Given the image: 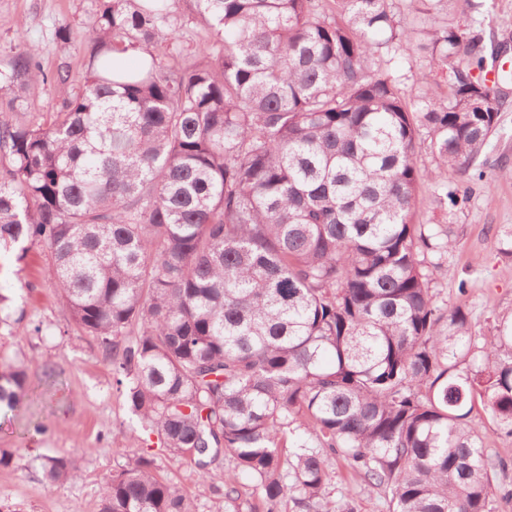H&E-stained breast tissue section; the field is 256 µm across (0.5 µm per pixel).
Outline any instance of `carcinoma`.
<instances>
[{
    "mask_svg": "<svg viewBox=\"0 0 512 512\" xmlns=\"http://www.w3.org/2000/svg\"><path fill=\"white\" fill-rule=\"evenodd\" d=\"M178 0H100L83 30L85 88L18 51L0 85L51 80L62 110H0V250H49L48 278L97 338L141 428L209 474L224 512H357L332 501L338 457L389 512H492L487 425L512 436V318L487 336L436 299L453 243L413 223L421 141L435 171L490 185L500 122L482 19L455 0H192L221 52L134 72L112 55L179 41ZM423 54L444 83L402 88ZM23 368L0 365V411ZM45 480L76 476L43 456ZM100 512H190L142 454L101 488Z\"/></svg>",
    "mask_w": 512,
    "mask_h": 512,
    "instance_id": "cac0c4a2",
    "label": "carcinoma"
}]
</instances>
